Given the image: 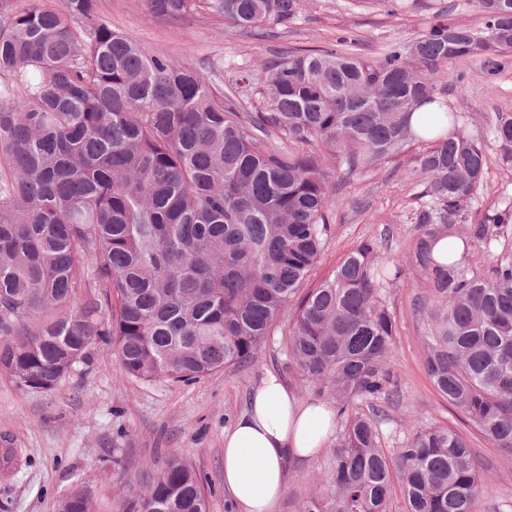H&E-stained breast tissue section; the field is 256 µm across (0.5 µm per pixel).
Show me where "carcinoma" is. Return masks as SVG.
<instances>
[{"instance_id":"1","label":"carcinoma","mask_w":512,"mask_h":512,"mask_svg":"<svg viewBox=\"0 0 512 512\" xmlns=\"http://www.w3.org/2000/svg\"><path fill=\"white\" fill-rule=\"evenodd\" d=\"M481 25L437 14L380 56L291 48L263 104L219 91L186 63L151 56L103 19L97 0H0V373L49 392L99 341L125 374L190 383L251 361L293 309L288 371L344 421L328 496L305 512H389L398 475L407 512H478L490 481L459 431L414 428L393 454L379 420L354 410L390 383L397 334L381 285L390 268L372 241L303 296L318 262L333 179L412 158L434 206L415 217L408 258L425 283L424 365L477 434L512 455V252L485 276L462 261L512 206L470 223L487 187L485 140L441 97L471 60L490 76L512 58V0H476ZM177 20L203 6L231 28L288 22L297 0H147ZM427 112L415 126L417 110ZM493 138L512 160V113ZM448 237L440 262L435 244ZM101 299L70 308L78 289ZM59 512H93L85 489ZM121 512H208L195 470L172 456L129 490Z\"/></svg>"}]
</instances>
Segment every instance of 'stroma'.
Listing matches in <instances>:
<instances>
[{
	"label": "stroma",
	"instance_id": "1",
	"mask_svg": "<svg viewBox=\"0 0 512 512\" xmlns=\"http://www.w3.org/2000/svg\"><path fill=\"white\" fill-rule=\"evenodd\" d=\"M398 2L394 12L386 0H299L295 16L272 26L267 35L229 28L222 16L205 9L165 20L149 13L146 0H97V5L113 28L148 54L188 63L216 88L238 86L254 97L268 81L273 61L291 47L330 48L343 36L355 41L358 53L372 55L386 43L425 30L435 9L445 10L451 24L476 27L481 22L475 0ZM449 68L464 80L443 97L468 126L486 131L495 113L512 112V65L493 77L475 62H453ZM487 150L488 186L473 204L477 214L512 202V164L503 163L497 144L488 143ZM423 191L405 155L339 183L307 284L316 286L330 276L363 241L377 243L380 260L396 269L382 291L397 324L387 361L395 392L360 402V409L383 411L388 450L401 447L415 425L441 424L465 433L491 477L480 512H512V455L467 430L424 369L425 326L416 305L426 290L406 256L417 229L413 217L429 202ZM289 320L281 316L278 330L245 367L221 369L188 385L126 377L116 349L102 344L49 392L20 389L0 375V512H58L59 501L78 488L91 491L94 512H120L122 490L149 481L175 454L212 489L210 512H228L232 496L224 488V430L245 409L253 390L272 372L300 398L315 395L312 386L288 371L282 331ZM335 451L331 443L313 461L289 464L277 512H302L310 494L331 492Z\"/></svg>",
	"mask_w": 512,
	"mask_h": 512
}]
</instances>
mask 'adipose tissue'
I'll return each instance as SVG.
<instances>
[{"label":"adipose tissue","instance_id":"1","mask_svg":"<svg viewBox=\"0 0 512 512\" xmlns=\"http://www.w3.org/2000/svg\"><path fill=\"white\" fill-rule=\"evenodd\" d=\"M335 433L333 405L300 400L276 374H267L224 432V486L238 512H275L287 462L313 460Z\"/></svg>","mask_w":512,"mask_h":512}]
</instances>
